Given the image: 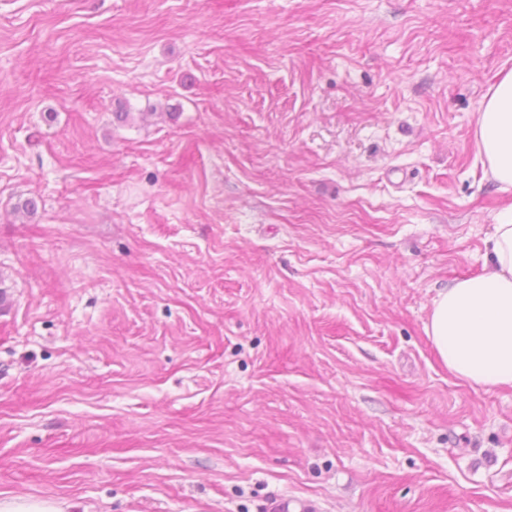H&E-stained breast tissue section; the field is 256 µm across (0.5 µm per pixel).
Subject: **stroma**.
I'll list each match as a JSON object with an SVG mask.
<instances>
[{
    "instance_id": "obj_1",
    "label": "stroma",
    "mask_w": 512,
    "mask_h": 512,
    "mask_svg": "<svg viewBox=\"0 0 512 512\" xmlns=\"http://www.w3.org/2000/svg\"><path fill=\"white\" fill-rule=\"evenodd\" d=\"M511 69L512 0H0V500L512 512L425 332Z\"/></svg>"
}]
</instances>
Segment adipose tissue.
<instances>
[{
	"label": "adipose tissue",
	"instance_id": "obj_1",
	"mask_svg": "<svg viewBox=\"0 0 512 512\" xmlns=\"http://www.w3.org/2000/svg\"><path fill=\"white\" fill-rule=\"evenodd\" d=\"M474 141L486 176L512 188V70L485 94ZM483 274L440 288L426 333L448 370L484 388L512 387V209L487 241Z\"/></svg>",
	"mask_w": 512,
	"mask_h": 512
}]
</instances>
